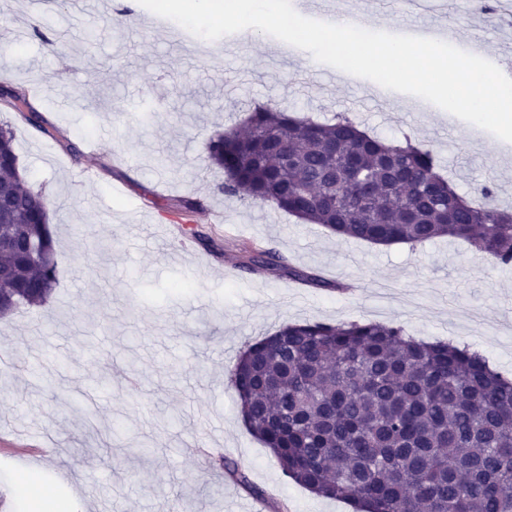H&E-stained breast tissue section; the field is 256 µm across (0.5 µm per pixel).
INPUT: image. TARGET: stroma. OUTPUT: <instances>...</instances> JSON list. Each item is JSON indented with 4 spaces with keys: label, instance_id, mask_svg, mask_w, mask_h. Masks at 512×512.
<instances>
[{
    "label": "stroma",
    "instance_id": "35a3bbf8",
    "mask_svg": "<svg viewBox=\"0 0 512 512\" xmlns=\"http://www.w3.org/2000/svg\"><path fill=\"white\" fill-rule=\"evenodd\" d=\"M153 18L138 0H100L91 21L69 0L41 13L29 0H0V87L42 84L31 103L48 130L1 106L0 123L14 129L27 187L51 203L60 270L46 304L0 317V502L19 512L13 477L27 466L8 447L40 439L55 452L38 460L35 492L54 512L70 504L63 472L79 477L87 512H353L286 477L247 430L229 385L240 352L288 322L373 321L470 345L512 374V267L461 240L378 246L220 195L221 173L201 166L208 140L260 101L305 117L341 112L426 145L459 192L488 184L508 210L512 143L435 106L412 111L408 94L372 101L371 80L349 85L326 64L298 82L311 54L282 57L264 33L201 56L192 34L175 41ZM448 20L454 46L494 63L512 57L495 10L452 9ZM181 199L200 202L195 221L223 253L191 239L189 258L174 254L163 228L178 223ZM251 244L316 271L328 288L241 269ZM200 441L248 486L198 461Z\"/></svg>",
    "mask_w": 512,
    "mask_h": 512
}]
</instances>
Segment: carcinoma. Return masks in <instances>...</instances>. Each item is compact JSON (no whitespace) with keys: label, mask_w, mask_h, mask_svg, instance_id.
Instances as JSON below:
<instances>
[{"label":"carcinoma","mask_w":512,"mask_h":512,"mask_svg":"<svg viewBox=\"0 0 512 512\" xmlns=\"http://www.w3.org/2000/svg\"><path fill=\"white\" fill-rule=\"evenodd\" d=\"M0 102L47 132L26 95L4 89ZM14 140L1 125L0 314L44 303L59 275L50 202L23 187ZM205 163L224 171L219 193L342 238L449 237L512 264V212L491 187L477 205L431 149L371 136L345 114L304 119L267 102L250 112L247 131L215 133ZM239 266L331 287L270 249L244 250ZM229 383L246 428L314 494L354 512H512V379L468 345L378 322L287 323L247 345Z\"/></svg>","instance_id":"cac0c4a2"}]
</instances>
